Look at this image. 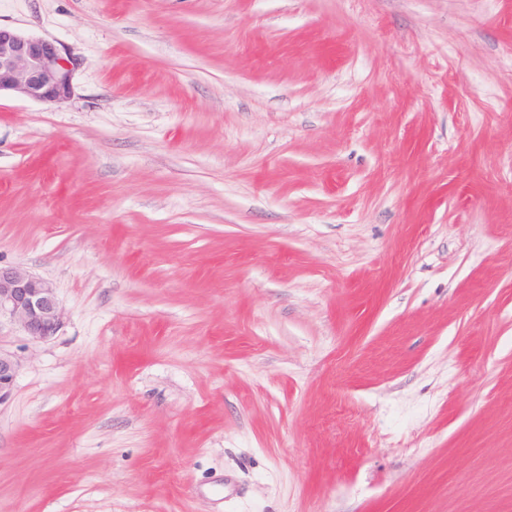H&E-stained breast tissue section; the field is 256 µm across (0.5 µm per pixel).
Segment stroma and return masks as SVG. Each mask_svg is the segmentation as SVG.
Returning a JSON list of instances; mask_svg holds the SVG:
<instances>
[{
    "label": "stroma",
    "instance_id": "35a3bbf8",
    "mask_svg": "<svg viewBox=\"0 0 512 512\" xmlns=\"http://www.w3.org/2000/svg\"><path fill=\"white\" fill-rule=\"evenodd\" d=\"M0 264L66 311L0 512H512V0H0ZM80 63L54 41L0 25V96L59 104L70 99Z\"/></svg>",
    "mask_w": 512,
    "mask_h": 512
}]
</instances>
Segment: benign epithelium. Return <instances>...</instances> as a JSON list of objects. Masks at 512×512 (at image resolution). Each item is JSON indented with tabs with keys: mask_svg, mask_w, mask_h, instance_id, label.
I'll use <instances>...</instances> for the list:
<instances>
[{
	"mask_svg": "<svg viewBox=\"0 0 512 512\" xmlns=\"http://www.w3.org/2000/svg\"><path fill=\"white\" fill-rule=\"evenodd\" d=\"M78 67V58L55 42L0 27V93L59 104L70 99ZM2 314L36 342L56 335L65 318L52 282L9 265H0ZM19 369V360L0 352V403L10 397Z\"/></svg>",
	"mask_w": 512,
	"mask_h": 512,
	"instance_id": "7a95c632",
	"label": "benign epithelium"
}]
</instances>
